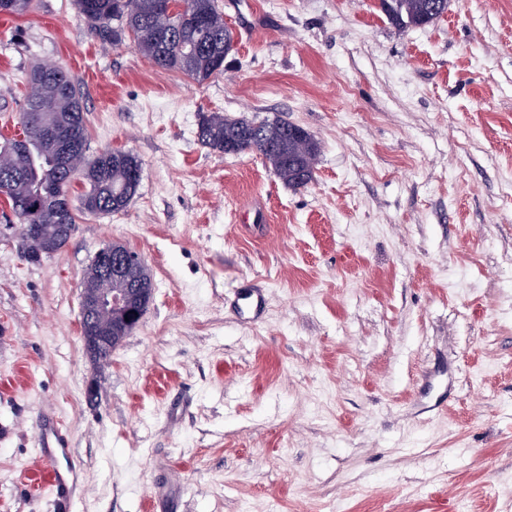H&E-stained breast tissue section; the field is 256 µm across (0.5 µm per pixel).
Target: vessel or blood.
<instances>
[{"label": "vessel or blood", "instance_id": "b4317fda", "mask_svg": "<svg viewBox=\"0 0 512 512\" xmlns=\"http://www.w3.org/2000/svg\"><path fill=\"white\" fill-rule=\"evenodd\" d=\"M36 431L40 445L36 466L48 477L55 506L66 507L80 492L75 467L60 465L61 459L70 457L71 450L56 431L49 415L38 416Z\"/></svg>", "mask_w": 512, "mask_h": 512}]
</instances>
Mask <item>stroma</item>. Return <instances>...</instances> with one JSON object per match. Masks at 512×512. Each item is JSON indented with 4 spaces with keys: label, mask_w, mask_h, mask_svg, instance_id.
<instances>
[{
    "label": "stroma",
    "mask_w": 512,
    "mask_h": 512,
    "mask_svg": "<svg viewBox=\"0 0 512 512\" xmlns=\"http://www.w3.org/2000/svg\"><path fill=\"white\" fill-rule=\"evenodd\" d=\"M218 4L235 48L202 85L94 37L74 0L0 15V137L55 62L87 156L142 162L124 211L78 213L35 264L0 199V512H53L43 412L71 512H512V0L410 28L378 0ZM202 112L305 128L312 181L205 147ZM110 243L154 296L99 370L79 297ZM37 438L40 445L36 466L47 475L48 483L53 489V502L58 508L66 506L80 493L76 467L60 466L63 458H71V448L54 427L47 414H41L36 420Z\"/></svg>",
    "instance_id": "stroma-1"
}]
</instances>
